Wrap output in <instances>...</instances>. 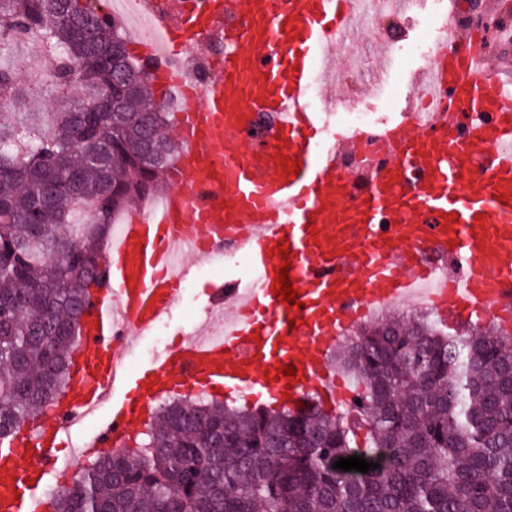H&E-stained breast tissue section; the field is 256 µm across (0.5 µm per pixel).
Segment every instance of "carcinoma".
Masks as SVG:
<instances>
[{
	"label": "carcinoma",
	"mask_w": 512,
	"mask_h": 512,
	"mask_svg": "<svg viewBox=\"0 0 512 512\" xmlns=\"http://www.w3.org/2000/svg\"><path fill=\"white\" fill-rule=\"evenodd\" d=\"M28 44V65L4 59ZM56 56L54 111L0 122V442L73 376L83 300L106 280L110 217L168 183L169 113L122 25L89 0H0V104ZM356 419L323 409L163 401L129 449L88 461L50 512H512V338L387 315L340 346ZM358 455L380 467L333 468Z\"/></svg>",
	"instance_id": "cac0c4a2"
}]
</instances>
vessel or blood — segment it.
Returning a JSON list of instances; mask_svg holds the SVG:
<instances>
[{"label":"vessel or blood","instance_id":"vessel-or-blood-1","mask_svg":"<svg viewBox=\"0 0 512 512\" xmlns=\"http://www.w3.org/2000/svg\"><path fill=\"white\" fill-rule=\"evenodd\" d=\"M362 2L133 0L154 30L132 45L155 90L178 85L188 97L172 119L173 186L157 207L129 211L105 250L110 280L87 300L76 377L52 421L0 445V512H37L59 438L107 403L112 413L88 442L103 452L127 448L152 403L180 392L263 396L293 409L314 393L325 409H355L359 395L331 351L419 284H430L426 300L441 316L512 333V27L494 54L452 8L433 63L412 79L408 109L424 94L440 97L428 120L339 130L329 121L335 98L315 109L304 93L315 67L330 69L348 45ZM215 40L225 46L222 72L205 86L171 67ZM265 117L262 142L247 147L245 134ZM371 135L380 157L347 168ZM289 159L299 174H286ZM224 238L246 253V282L214 291L193 334L131 373L125 353L173 308L187 258L208 259ZM279 241L290 249L298 309L271 290ZM284 364L294 379L275 376Z\"/></svg>","mask_w":512,"mask_h":512}]
</instances>
